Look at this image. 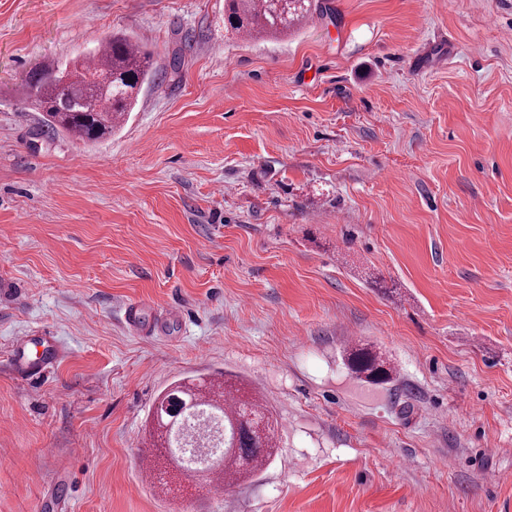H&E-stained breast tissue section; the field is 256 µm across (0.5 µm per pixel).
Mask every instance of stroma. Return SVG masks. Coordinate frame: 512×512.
I'll use <instances>...</instances> for the list:
<instances>
[{"mask_svg":"<svg viewBox=\"0 0 512 512\" xmlns=\"http://www.w3.org/2000/svg\"><path fill=\"white\" fill-rule=\"evenodd\" d=\"M224 3L0 0V512H512V0H326L282 39ZM115 34L154 60L127 121L48 131L30 78ZM217 373L275 456L144 481L157 394ZM57 358L58 347L53 336H22L10 351L16 379L23 385L40 377ZM345 366L361 381L374 386L389 384L393 369L368 347H352L344 350Z\"/></svg>","mask_w":512,"mask_h":512,"instance_id":"obj_1","label":"stroma"}]
</instances>
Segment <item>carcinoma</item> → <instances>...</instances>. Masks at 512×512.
<instances>
[{
    "mask_svg": "<svg viewBox=\"0 0 512 512\" xmlns=\"http://www.w3.org/2000/svg\"><path fill=\"white\" fill-rule=\"evenodd\" d=\"M228 22L243 35L279 37L302 21L324 13L322 0H228ZM66 80L50 83L36 75L30 96L45 114L46 127L81 140L95 141L112 134L131 112L142 86L154 78L152 54L129 36H112L101 41L78 64L64 65ZM89 75L105 80L91 83ZM345 366L361 381L374 386L390 383L393 369L368 347L344 350ZM153 445L167 449L166 458L176 460L183 473L193 471L178 449L187 446L186 428L198 436L222 427L231 454L214 478L234 485L252 477L268 465L274 454L278 421L248 386L229 378H211L192 384L190 391L177 383L161 392L153 405Z\"/></svg>",
    "mask_w": 512,
    "mask_h": 512,
    "instance_id": "cac0c4a2",
    "label": "carcinoma"
}]
</instances>
